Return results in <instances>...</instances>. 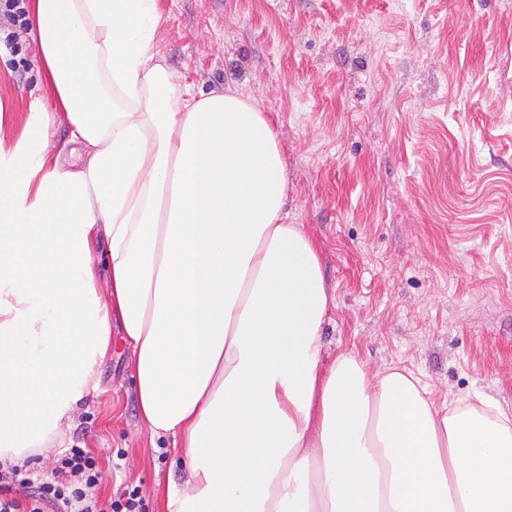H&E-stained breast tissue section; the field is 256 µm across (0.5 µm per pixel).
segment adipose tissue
<instances>
[{"instance_id": "ef3b65f1", "label": "adipose tissue", "mask_w": 512, "mask_h": 512, "mask_svg": "<svg viewBox=\"0 0 512 512\" xmlns=\"http://www.w3.org/2000/svg\"><path fill=\"white\" fill-rule=\"evenodd\" d=\"M34 41L88 160L34 100L0 149V462L48 454L119 320L139 411L183 449L163 512H512V411L323 360L320 251L283 221L266 113L183 96L157 0H34ZM106 240L107 290L92 253ZM60 118L56 120L52 128L51 142L54 151L60 152L61 161L72 169H80L85 160V152L81 145L69 143L70 140V126L65 120L63 114H59ZM74 149V152L71 150Z\"/></svg>"}]
</instances>
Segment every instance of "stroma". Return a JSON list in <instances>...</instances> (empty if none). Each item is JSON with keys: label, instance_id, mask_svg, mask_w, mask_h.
<instances>
[{"label": "stroma", "instance_id": "stroma-1", "mask_svg": "<svg viewBox=\"0 0 512 512\" xmlns=\"http://www.w3.org/2000/svg\"><path fill=\"white\" fill-rule=\"evenodd\" d=\"M156 50L192 94L266 112L287 223L317 243L331 301L325 358L413 373L436 402L512 409V0H158ZM0 49V143L52 96L31 33ZM139 413L120 325L97 387L63 427L95 457L96 496L146 512L186 470Z\"/></svg>", "mask_w": 512, "mask_h": 512}]
</instances>
